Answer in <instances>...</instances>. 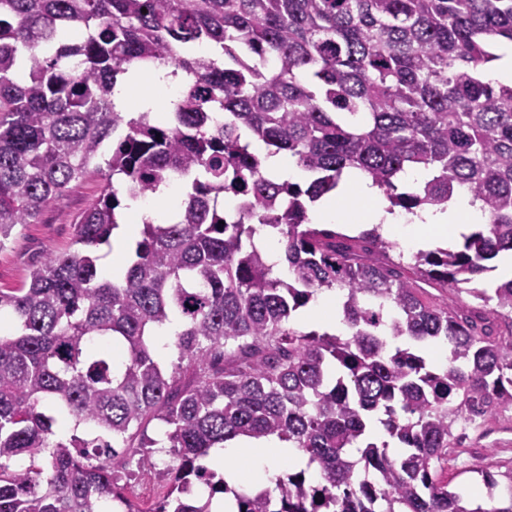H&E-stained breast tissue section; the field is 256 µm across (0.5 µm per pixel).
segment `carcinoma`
Here are the masks:
<instances>
[{"mask_svg": "<svg viewBox=\"0 0 512 512\" xmlns=\"http://www.w3.org/2000/svg\"><path fill=\"white\" fill-rule=\"evenodd\" d=\"M502 41L512 0H0V249L72 183L104 180L75 248L0 290V512H210L187 497L204 479L235 512H512V469L482 472L503 491L489 511L436 475L466 427L512 408V325L494 323L512 280L480 287L512 252V83L483 76ZM137 66L188 77L166 111L117 109ZM243 129L307 185L271 176ZM352 173L391 212L463 192L483 222L459 250L383 263L376 229L309 220ZM176 179L175 218L144 222L124 274L102 273L119 210ZM426 286L470 303L431 304ZM323 293L342 334L296 323ZM241 437H275L307 467L231 487L202 461ZM158 455L169 488L144 511L120 472L149 476Z\"/></svg>", "mask_w": 512, "mask_h": 512, "instance_id": "obj_1", "label": "carcinoma"}]
</instances>
